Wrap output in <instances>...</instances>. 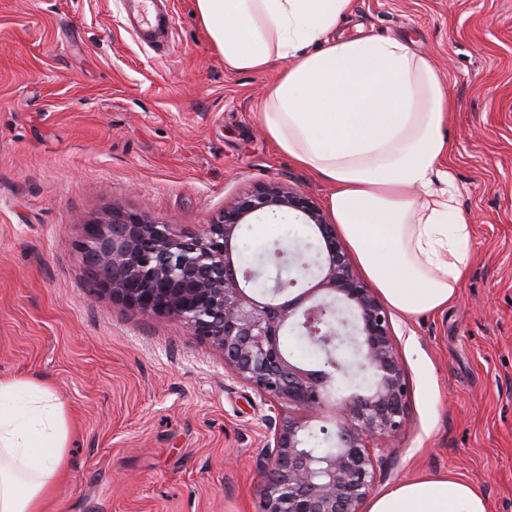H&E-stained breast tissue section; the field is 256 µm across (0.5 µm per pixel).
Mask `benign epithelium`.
<instances>
[{
    "label": "benign epithelium",
    "mask_w": 512,
    "mask_h": 512,
    "mask_svg": "<svg viewBox=\"0 0 512 512\" xmlns=\"http://www.w3.org/2000/svg\"><path fill=\"white\" fill-rule=\"evenodd\" d=\"M284 213L313 225L320 245L300 257L303 287L292 280L259 288L263 272L245 266L239 241L250 219ZM80 248L85 265L102 271L99 290L144 313L179 319L224 352L232 375L280 406L267 443L263 512H362L376 452L406 425L409 387L386 309L309 194L260 184L225 207L203 236L114 205L107 220L83 225ZM290 332L318 348V364L288 356L283 340ZM340 374H366L370 384L338 393ZM312 429L335 447L307 453Z\"/></svg>",
    "instance_id": "1"
}]
</instances>
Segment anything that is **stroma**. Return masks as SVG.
Listing matches in <instances>:
<instances>
[{"label":"stroma","instance_id":"obj_1","mask_svg":"<svg viewBox=\"0 0 512 512\" xmlns=\"http://www.w3.org/2000/svg\"><path fill=\"white\" fill-rule=\"evenodd\" d=\"M123 2L0 0V378L65 405L67 474L44 512H262L279 408L178 319L101 293L82 226L118 204L200 234L258 184L322 207L331 187L262 129L278 66L226 70L195 0H172L157 54ZM337 31L431 60L455 105L445 163L472 226L456 301L388 312L408 421L372 493L449 474L512 512V0H353Z\"/></svg>","mask_w":512,"mask_h":512}]
</instances>
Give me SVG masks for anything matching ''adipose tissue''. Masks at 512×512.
Returning a JSON list of instances; mask_svg holds the SVG:
<instances>
[{
    "label": "adipose tissue",
    "instance_id": "1",
    "mask_svg": "<svg viewBox=\"0 0 512 512\" xmlns=\"http://www.w3.org/2000/svg\"><path fill=\"white\" fill-rule=\"evenodd\" d=\"M353 0H196L233 71L282 69L261 103L278 149L333 185L327 201L374 288L407 316L444 309L470 259L472 228L456 204L442 135L452 111L429 60L395 38L335 35ZM63 403L25 380H0V512H43L65 474ZM369 512H489L470 483L398 484Z\"/></svg>",
    "mask_w": 512,
    "mask_h": 512
}]
</instances>
